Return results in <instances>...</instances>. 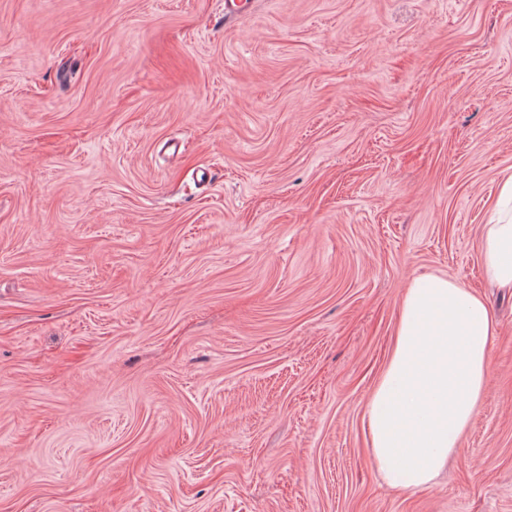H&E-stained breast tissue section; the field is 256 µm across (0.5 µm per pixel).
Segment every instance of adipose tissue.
I'll return each instance as SVG.
<instances>
[{"label":"adipose tissue","instance_id":"adipose-tissue-1","mask_svg":"<svg viewBox=\"0 0 512 512\" xmlns=\"http://www.w3.org/2000/svg\"><path fill=\"white\" fill-rule=\"evenodd\" d=\"M492 211L480 243L484 277L512 289V177ZM496 330L475 290L438 275L411 280L363 416L373 466L387 486H428L457 453L485 394Z\"/></svg>","mask_w":512,"mask_h":512}]
</instances>
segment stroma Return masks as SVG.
<instances>
[{
  "instance_id": "35a3bbf8",
  "label": "stroma",
  "mask_w": 512,
  "mask_h": 512,
  "mask_svg": "<svg viewBox=\"0 0 512 512\" xmlns=\"http://www.w3.org/2000/svg\"><path fill=\"white\" fill-rule=\"evenodd\" d=\"M0 0V512H512V0ZM483 292L484 400L393 490L410 280ZM492 211L494 217L484 225L480 243L484 277L497 288L512 289V176Z\"/></svg>"
}]
</instances>
